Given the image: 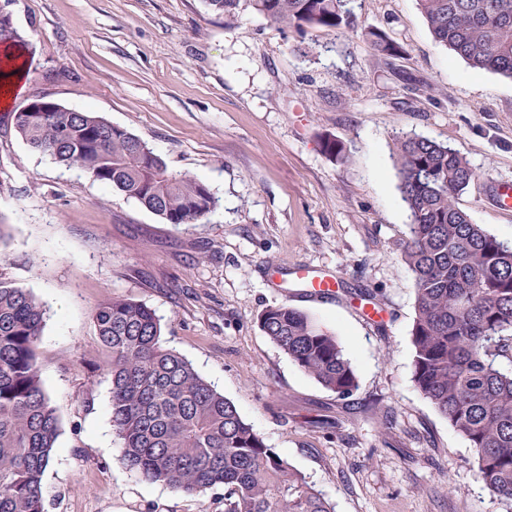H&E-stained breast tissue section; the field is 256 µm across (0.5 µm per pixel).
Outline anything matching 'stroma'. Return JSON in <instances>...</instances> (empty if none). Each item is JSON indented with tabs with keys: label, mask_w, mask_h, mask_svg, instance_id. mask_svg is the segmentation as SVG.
Segmentation results:
<instances>
[{
	"label": "stroma",
	"mask_w": 512,
	"mask_h": 512,
	"mask_svg": "<svg viewBox=\"0 0 512 512\" xmlns=\"http://www.w3.org/2000/svg\"><path fill=\"white\" fill-rule=\"evenodd\" d=\"M31 53L0 111V264L45 310L39 370L60 422L47 512H224L143 480L122 460L91 319L109 298L161 319L164 345L233 401L335 512H504L474 453L415 387L409 212L396 139L459 151L476 177L457 205L512 241V79L438 43L418 0H355L343 30L298 33L205 0H12ZM379 31L396 55L373 51ZM44 97L95 112L204 183L216 207L169 224L122 192L32 149L14 116ZM342 144V158L322 143ZM335 272V299L272 287V266ZM271 306L334 331L358 376L340 398L258 326Z\"/></svg>",
	"instance_id": "1"
}]
</instances>
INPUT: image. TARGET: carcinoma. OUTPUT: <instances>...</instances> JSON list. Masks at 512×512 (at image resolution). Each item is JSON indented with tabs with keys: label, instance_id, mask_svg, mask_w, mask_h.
<instances>
[{
	"label": "carcinoma",
	"instance_id": "carcinoma-1",
	"mask_svg": "<svg viewBox=\"0 0 512 512\" xmlns=\"http://www.w3.org/2000/svg\"><path fill=\"white\" fill-rule=\"evenodd\" d=\"M244 6L300 32L352 24L351 0H206ZM436 41L475 70L512 78V0H419ZM33 149L110 185L169 224H194L217 204L148 144L95 112H51L15 124ZM410 214L402 260L413 278V382L473 449L478 477L512 512V243L471 222L456 196L475 177L454 148L397 140ZM108 353L112 429L130 470L190 495L224 487V512H334L306 476L270 448L235 404L163 345L146 305L112 298L93 311ZM262 332L339 397L358 388L336 334L286 306L261 312ZM44 310L0 272V512H46L42 476L59 421L38 368Z\"/></svg>",
	"mask_w": 512,
	"mask_h": 512
}]
</instances>
